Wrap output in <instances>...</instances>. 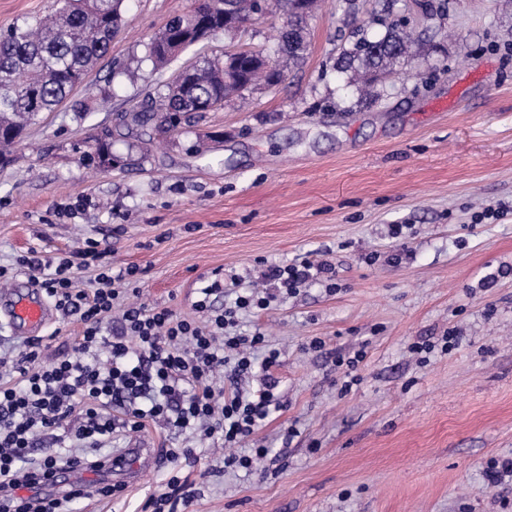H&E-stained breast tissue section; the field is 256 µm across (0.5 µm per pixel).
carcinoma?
Segmentation results:
<instances>
[{"label":"carcinoma","instance_id":"carcinoma-1","mask_svg":"<svg viewBox=\"0 0 512 512\" xmlns=\"http://www.w3.org/2000/svg\"><path fill=\"white\" fill-rule=\"evenodd\" d=\"M288 27L283 47L288 62L298 63L307 48L304 20L294 13V0H278ZM123 0H62L54 15L35 17L0 33V147L7 148L34 123L38 113L53 111L83 81L88 70L112 47V24L121 20ZM254 0H199L193 10L168 22L167 40L153 36L146 59L166 66L172 61L169 41L194 44L206 22L230 31L251 21ZM378 37L358 38L343 51L342 70L363 95L375 96V88L411 55V37L393 21L384 23ZM269 85L281 82L283 73L263 53L250 50L232 65L224 59L206 60L194 66L183 94L165 84L155 104L124 114L122 125L134 124L167 133L191 114L201 98L223 102L250 90L258 78ZM112 134L99 139L93 161L102 166L112 158Z\"/></svg>","mask_w":512,"mask_h":512}]
</instances>
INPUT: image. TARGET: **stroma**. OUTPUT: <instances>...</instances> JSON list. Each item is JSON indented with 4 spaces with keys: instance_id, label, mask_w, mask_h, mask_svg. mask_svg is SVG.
Masks as SVG:
<instances>
[{
    "instance_id": "obj_1",
    "label": "stroma",
    "mask_w": 512,
    "mask_h": 512,
    "mask_svg": "<svg viewBox=\"0 0 512 512\" xmlns=\"http://www.w3.org/2000/svg\"><path fill=\"white\" fill-rule=\"evenodd\" d=\"M193 4L124 0L109 55L0 163V263L31 250L55 261L92 239L114 268L141 269L138 302L189 317L213 276L221 308L267 261L319 256L338 287L303 284L240 320L280 353L282 407L252 437L268 450L252 474L150 422L117 447L140 437L190 458L130 481L72 472L119 488L72 512H144L174 475L194 490L178 512H512V478L485 476L488 461L512 458V0H321L280 84L151 142L120 133L121 115L181 66L237 44L280 58L282 20L268 13L154 68L150 38ZM373 17L406 19L419 64L364 98L339 65ZM109 132L118 160L102 169L91 157ZM490 207L499 216L484 218ZM450 331L451 352L410 353ZM82 334L58 311L41 332L50 355ZM361 347L359 381L340 392L332 361Z\"/></svg>"
}]
</instances>
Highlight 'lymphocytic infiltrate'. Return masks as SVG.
Segmentation results:
<instances>
[{"label": "lymphocytic infiltrate", "instance_id": "f902f5d3", "mask_svg": "<svg viewBox=\"0 0 512 512\" xmlns=\"http://www.w3.org/2000/svg\"><path fill=\"white\" fill-rule=\"evenodd\" d=\"M96 241L58 262L36 255L16 258L52 298L63 316L84 326L75 353L44 361L40 339H30L13 362L0 359V512H69L74 500L108 497L111 486L70 484L57 497L35 489L62 481L64 466L104 467L102 451L116 431L135 433L147 422L163 420L179 431L235 445L255 433L280 403L278 350L261 331L236 333L243 311L267 309L273 293L289 294L308 281L333 283L336 272L322 261L267 265L265 291L250 290L232 306L214 309L220 281L202 288L195 309L205 321L177 315L166 307L125 306L118 327L112 310L121 295L136 288L139 270H114ZM94 269L90 288L78 285V273ZM265 350L262 365L253 354ZM262 374L245 390L242 377L254 368ZM51 447H39L43 437Z\"/></svg>", "mask_w": 512, "mask_h": 512}]
</instances>
